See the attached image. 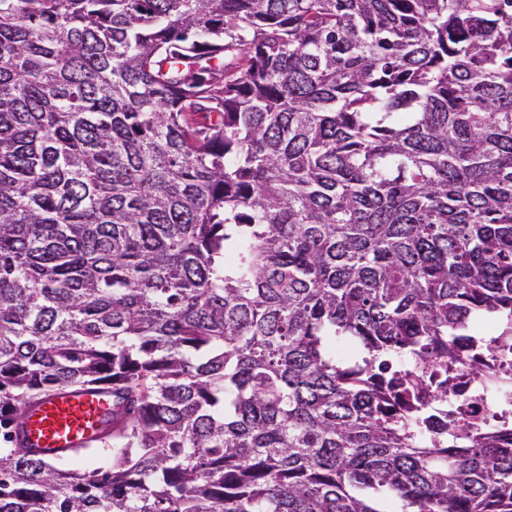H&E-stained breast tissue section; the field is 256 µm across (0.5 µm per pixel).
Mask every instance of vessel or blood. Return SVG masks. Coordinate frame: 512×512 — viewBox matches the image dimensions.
I'll return each mask as SVG.
<instances>
[{
    "label": "vessel or blood",
    "mask_w": 512,
    "mask_h": 512,
    "mask_svg": "<svg viewBox=\"0 0 512 512\" xmlns=\"http://www.w3.org/2000/svg\"><path fill=\"white\" fill-rule=\"evenodd\" d=\"M112 406L110 394L82 389L60 391L43 398L28 417L24 436L29 446L56 458L94 442L102 433Z\"/></svg>",
    "instance_id": "vessel-or-blood-1"
}]
</instances>
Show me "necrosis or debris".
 Masks as SVG:
<instances>
[{
    "label": "necrosis or debris",
    "mask_w": 512,
    "mask_h": 512,
    "mask_svg": "<svg viewBox=\"0 0 512 512\" xmlns=\"http://www.w3.org/2000/svg\"><path fill=\"white\" fill-rule=\"evenodd\" d=\"M501 331L497 318L485 317L472 321L465 335L457 337V357L448 375L462 391L435 409L417 435L419 443H428L449 418L482 430L512 428V341Z\"/></svg>",
    "instance_id": "necrosis-or-debris-1"
}]
</instances>
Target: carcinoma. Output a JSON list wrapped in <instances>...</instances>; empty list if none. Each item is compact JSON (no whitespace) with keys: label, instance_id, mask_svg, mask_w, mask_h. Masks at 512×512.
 Listing matches in <instances>:
<instances>
[{"label":"carcinoma","instance_id":"obj_1","mask_svg":"<svg viewBox=\"0 0 512 512\" xmlns=\"http://www.w3.org/2000/svg\"><path fill=\"white\" fill-rule=\"evenodd\" d=\"M486 314L512 0H0V512H512V431L421 447L392 367ZM112 396L83 389L55 392L43 398L28 417L24 437L50 458L94 442L102 433Z\"/></svg>","mask_w":512,"mask_h":512}]
</instances>
